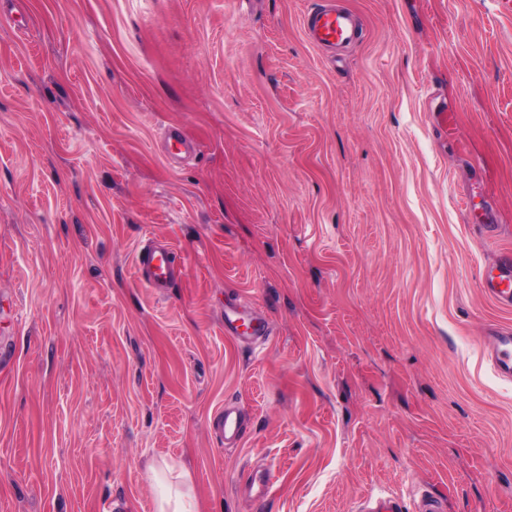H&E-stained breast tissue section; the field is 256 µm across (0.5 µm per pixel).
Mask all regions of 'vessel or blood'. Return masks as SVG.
I'll list each match as a JSON object with an SVG mask.
<instances>
[{"label":"vessel or blood","instance_id":"obj_1","mask_svg":"<svg viewBox=\"0 0 512 512\" xmlns=\"http://www.w3.org/2000/svg\"><path fill=\"white\" fill-rule=\"evenodd\" d=\"M304 32L316 47L326 50L342 49L359 35L352 12L335 0H316L304 15ZM135 274L150 290L172 287L181 275L174 248L166 243L139 247L136 253ZM484 293L499 303L512 305V265L502 264L487 270L482 279ZM242 307L224 313V332L236 341L252 344L267 342L270 332L263 316L250 317L247 331H240ZM488 357L501 377L512 380V331L497 332L488 349ZM245 415L237 407L228 406L221 412L217 431L225 443L232 444L244 435ZM360 512H403L396 498L367 494L360 503Z\"/></svg>","mask_w":512,"mask_h":512}]
</instances>
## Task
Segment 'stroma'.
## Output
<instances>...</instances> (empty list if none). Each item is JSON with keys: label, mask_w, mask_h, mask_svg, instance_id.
Wrapping results in <instances>:
<instances>
[{"label": "stroma", "mask_w": 512, "mask_h": 512, "mask_svg": "<svg viewBox=\"0 0 512 512\" xmlns=\"http://www.w3.org/2000/svg\"><path fill=\"white\" fill-rule=\"evenodd\" d=\"M312 2L0 0V512H154L151 461L196 512H512V307L481 288L512 255V0H342L334 59ZM234 296L268 342L225 335ZM314 1L304 15V32L316 47L326 50L342 49L352 44L359 35L353 13L334 0ZM135 274L154 293L158 288H171L181 275L177 253L167 243L140 246L136 253ZM492 337L488 357L501 377L512 380V331H499ZM244 420L245 414L237 407L224 405L217 422V431L221 438L224 437V445L233 444L243 437ZM404 507L398 500L390 496H376L369 493L361 501L358 511L361 512H402Z\"/></svg>", "instance_id": "1"}]
</instances>
